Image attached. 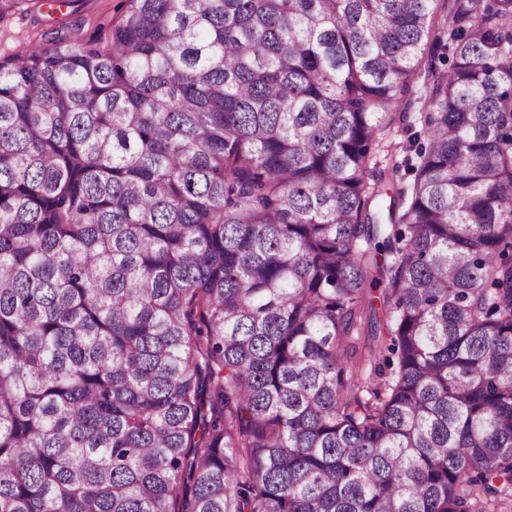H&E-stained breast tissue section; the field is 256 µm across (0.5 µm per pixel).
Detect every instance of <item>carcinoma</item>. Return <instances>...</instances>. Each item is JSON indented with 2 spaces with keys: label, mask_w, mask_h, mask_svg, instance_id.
Masks as SVG:
<instances>
[{
  "label": "carcinoma",
  "mask_w": 512,
  "mask_h": 512,
  "mask_svg": "<svg viewBox=\"0 0 512 512\" xmlns=\"http://www.w3.org/2000/svg\"><path fill=\"white\" fill-rule=\"evenodd\" d=\"M127 2L0 61V512H512V0ZM426 94V88L422 85V82L418 84L416 87V92L413 94V100L412 104L408 106L406 109L402 106L400 108V111L398 112H404L406 111L408 113L409 118V124L412 125V130L409 132H406L403 130V125H400V128L397 131V128L392 131L389 135H387L386 140L387 141H395L396 143H406L407 137L414 131L420 130L421 125L414 121V117L418 115V112H424L423 105L421 103V98ZM415 122V123H414Z\"/></svg>",
  "instance_id": "obj_1"
}]
</instances>
